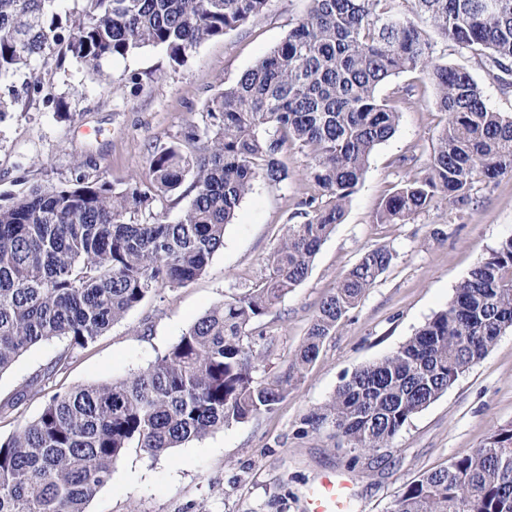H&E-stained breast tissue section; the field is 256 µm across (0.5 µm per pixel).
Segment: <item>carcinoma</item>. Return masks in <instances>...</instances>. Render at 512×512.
I'll return each mask as SVG.
<instances>
[{
  "label": "carcinoma",
  "instance_id": "obj_1",
  "mask_svg": "<svg viewBox=\"0 0 512 512\" xmlns=\"http://www.w3.org/2000/svg\"><path fill=\"white\" fill-rule=\"evenodd\" d=\"M61 2L0 0V78L49 56L97 72L101 60L148 46L182 65L268 0H83L71 25L55 10ZM484 2L309 0L282 43L207 100L204 128L152 155L149 180L116 192L79 174L0 205V373L32 346L63 340L49 376L151 293L200 276L254 182L288 185L284 150L306 154L317 188L301 202L305 221L285 225L269 278L214 305L148 367L55 392L36 419L0 440V512H86L129 449L157 457L288 396L393 260L385 246L365 251L322 301L286 370L257 377L272 346L263 317L307 277L372 152L399 125L396 106L378 96L389 79L426 75L446 124L425 173L385 198L378 223H405L439 201L462 210L474 183L512 176V114L488 107L470 71L436 62L435 35L478 57L497 82L512 73V0ZM178 191L192 199L177 221L126 220ZM508 329L512 235L478 259L414 336L344 378L301 431L387 448ZM391 512H512V424L423 473Z\"/></svg>",
  "mask_w": 512,
  "mask_h": 512
}]
</instances>
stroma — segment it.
<instances>
[{
    "label": "stroma",
    "instance_id": "obj_1",
    "mask_svg": "<svg viewBox=\"0 0 512 512\" xmlns=\"http://www.w3.org/2000/svg\"><path fill=\"white\" fill-rule=\"evenodd\" d=\"M307 8L308 0H269L262 14L201 43L180 66L170 64L164 49L146 47L103 60L98 76L76 61L49 58L0 78V96L18 99L13 111L0 114V195L63 182L78 172L118 192L147 178L153 152L178 141L189 126L204 127L206 101L281 43ZM437 55L468 69L492 110L512 113V85L493 81L470 55L452 47L439 45ZM35 77L53 103L27 95ZM379 95L397 105L399 125L373 152L342 223L322 244L306 279L264 317L274 339L267 372L286 369L320 303L364 251L389 248V268L273 411L155 459L130 449L88 512H308L310 493L325 478L348 482L347 512H389L419 475L480 447L493 429L512 422L509 330L377 454L338 446L327 430H300L301 419L326 404L345 375L413 336L447 306L477 260L512 235L510 176L476 182L473 202L463 211L441 202L404 224L376 223L383 200L423 175L446 123L432 84L421 74L392 78ZM284 160L293 174L288 185L255 183L203 275L149 295L87 347L72 351L51 379L42 374L65 347L58 340L32 346L1 373L0 404L13 407L0 416V439L37 416L44 395L146 367L206 310L268 276V259L285 224L314 192L306 155L291 149Z\"/></svg>",
    "mask_w": 512,
    "mask_h": 512
}]
</instances>
